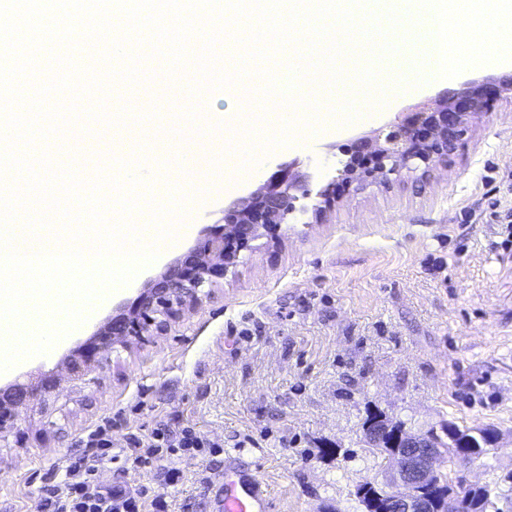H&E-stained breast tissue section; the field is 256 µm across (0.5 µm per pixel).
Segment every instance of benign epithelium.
<instances>
[{"mask_svg":"<svg viewBox=\"0 0 512 512\" xmlns=\"http://www.w3.org/2000/svg\"><path fill=\"white\" fill-rule=\"evenodd\" d=\"M501 99L512 100L511 78L492 87L479 82L461 85L349 146L339 177L315 193L309 188L311 176L296 164L281 168L256 191L225 207L222 220L207 225L187 255L171 262L144 284L131 304L100 323L92 337L62 362L69 379L82 382L102 369L116 346L127 347L134 339L166 332L180 311L198 304L209 295L207 289L237 265L241 251L295 213L301 199L315 196L310 212L317 217L336 205L340 184H387L404 172L428 176L466 137L472 120ZM56 388L53 374L34 382L18 379L0 385V441L19 435L22 411L45 401ZM394 437L397 447L389 454L388 479L397 493L384 504L370 502L363 512H489L490 504L479 497L480 486L468 485L469 493L463 495L452 485L440 502L424 496L420 488L437 476L442 449L435 447L428 434L405 437L396 431Z\"/></svg>","mask_w":512,"mask_h":512,"instance_id":"benign-epithelium-1","label":"benign epithelium"}]
</instances>
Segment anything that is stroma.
I'll return each instance as SVG.
<instances>
[{"mask_svg":"<svg viewBox=\"0 0 512 512\" xmlns=\"http://www.w3.org/2000/svg\"><path fill=\"white\" fill-rule=\"evenodd\" d=\"M141 91L157 105L125 126L76 122L66 136L35 149L61 160V142L86 146L111 165L127 147L161 158L155 184L184 188L174 165L193 136L213 170L224 169L225 136L233 122L232 92L214 93L220 113L198 122L188 106L195 93L185 71L159 82L169 64L150 57ZM448 88L423 85L407 93L380 91L354 102L359 118L310 128L274 149L275 165L300 160L320 187L337 175L342 150L403 118ZM271 169L252 173L235 192L216 191L186 203L178 221L191 225L153 264L62 338L48 353L0 373L31 379L60 358L113 307L133 300L143 284L190 249L203 225L265 183ZM512 102L497 101L476 118L469 136L430 176L412 173L386 186H346L318 221L292 214L273 234L242 252L240 262L208 297L185 310L163 336L115 349L95 380H62L44 409L23 415L21 440L0 445V512H39V489L63 476L75 439L112 421L111 458L103 484L164 494L168 512H218L230 459L265 484L269 512H361L358 486L382 484L386 453H370L362 424L383 412L411 431L442 432L452 422L491 428L500 442L471 464L440 459L452 481L497 488L512 512ZM192 428L219 443V454L175 456L181 479L170 485L159 469L135 463L131 438L156 427Z\"/></svg>","mask_w":512,"mask_h":512,"instance_id":"stroma-1","label":"stroma"}]
</instances>
